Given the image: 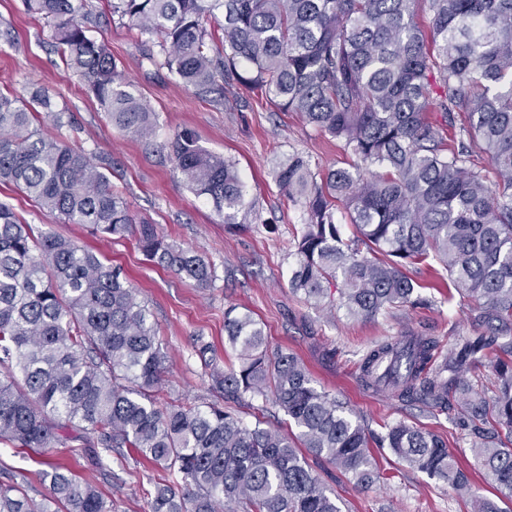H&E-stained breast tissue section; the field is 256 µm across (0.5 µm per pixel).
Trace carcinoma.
<instances>
[{"instance_id": "carcinoma-1", "label": "carcinoma", "mask_w": 512, "mask_h": 512, "mask_svg": "<svg viewBox=\"0 0 512 512\" xmlns=\"http://www.w3.org/2000/svg\"><path fill=\"white\" fill-rule=\"evenodd\" d=\"M421 2L431 15L427 34L416 20ZM24 6L51 21L66 65L112 125L151 137L155 112L125 89L107 43L89 35L83 0ZM112 16L159 36L149 59L186 85L222 96L236 81L344 143L346 168L320 175L294 153L274 170L279 189L304 209L294 292L319 304L340 278L347 315L372 320L431 304L403 268L432 258L474 302L472 331L448 353L431 336H401L367 351L359 375L403 401L438 411L457 405L475 462L501 493L477 499L476 512H512V0H112ZM209 21L223 31L222 55ZM241 62L249 65L243 73ZM48 120L62 124L48 90L27 102L0 92V182L63 224H88L100 236L133 231L148 261L212 282L214 266L136 218L84 149L44 135ZM172 148L185 184L235 223L245 208L236 165L186 130ZM341 216L354 229L350 240ZM224 341L238 354L235 367L221 368L201 338L195 352L227 406L163 404L169 356L123 269L0 203L1 443L37 454L67 442L134 451L165 472L142 475L148 512L237 504L245 512H341L307 457L368 484L374 444L459 492L470 489L440 436L399 421L372 438L344 403L314 387L294 353L269 349L251 313L224 310ZM493 347L506 358L488 398L469 375ZM256 398L298 432L264 426L262 407L250 426L228 406ZM46 477L50 493L40 500L0 483V512H112V500L68 468L52 465Z\"/></svg>"}]
</instances>
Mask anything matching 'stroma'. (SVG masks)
Segmentation results:
<instances>
[{"label": "stroma", "instance_id": "obj_1", "mask_svg": "<svg viewBox=\"0 0 512 512\" xmlns=\"http://www.w3.org/2000/svg\"><path fill=\"white\" fill-rule=\"evenodd\" d=\"M85 10L92 36L108 40L130 91L150 103L156 116L151 140L112 126L104 108L49 45L43 20L29 14L23 0H0V21L12 26L11 37L0 36V90L25 100L34 89L48 88L70 119L60 128L44 123L42 133L105 157L112 166V184L131 212L213 262L216 278L201 286L159 268L138 250L134 235L99 239L87 225L60 223L13 186L0 183V202L12 206L27 223L87 244L105 262L124 268L147 303L170 356L166 400L188 406L214 400L210 376L193 341L201 336L213 344L220 366L236 364L235 352L224 345V310L235 305L261 320L270 347L295 353L315 387L344 402L369 431L384 434L387 424L401 420L440 435L460 462L471 467L474 491L494 496L495 484L475 468L453 412L400 400L389 389L365 385L359 378L360 359L380 341L423 334L445 348L469 332L470 304L449 294L443 265L435 262L409 271L430 306L397 307L368 321L351 318L337 306L316 307L290 288L294 236L303 224V208L280 192L274 165L299 152L315 170L346 166L341 142L304 124L296 113L275 111L260 94L240 84L226 87L220 101L197 94L176 74L148 62L147 43L113 20L110 0H86ZM184 129L195 134L202 148L235 163L246 191V207L235 225L224 224L176 171L172 141ZM373 457L380 478L369 488L357 485L329 462L316 464L341 512H472L469 497L410 468L388 449H374ZM49 459L111 495L115 512H147L134 475L151 466L132 452L108 457L109 473L103 476L95 470L90 449L75 443L55 446L44 455L0 444V481L14 480L30 496L43 498L49 485L41 473Z\"/></svg>", "mask_w": 512, "mask_h": 512}]
</instances>
